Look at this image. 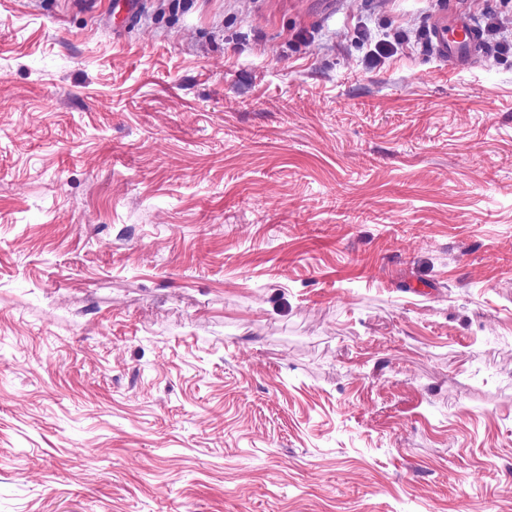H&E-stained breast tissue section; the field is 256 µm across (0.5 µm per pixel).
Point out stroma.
I'll list each match as a JSON object with an SVG mask.
<instances>
[{
    "mask_svg": "<svg viewBox=\"0 0 512 512\" xmlns=\"http://www.w3.org/2000/svg\"><path fill=\"white\" fill-rule=\"evenodd\" d=\"M111 2L0 0V512H512V0ZM430 47L434 55L452 68L471 65L482 50V29L469 17L445 12L429 25Z\"/></svg>",
    "mask_w": 512,
    "mask_h": 512,
    "instance_id": "obj_1",
    "label": "stroma"
}]
</instances>
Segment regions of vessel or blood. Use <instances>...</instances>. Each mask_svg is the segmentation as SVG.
Listing matches in <instances>:
<instances>
[{
    "label": "vessel or blood",
    "mask_w": 512,
    "mask_h": 512,
    "mask_svg": "<svg viewBox=\"0 0 512 512\" xmlns=\"http://www.w3.org/2000/svg\"><path fill=\"white\" fill-rule=\"evenodd\" d=\"M434 55L452 68L471 65L482 50V29L469 17L455 13L434 17L429 25Z\"/></svg>",
    "instance_id": "b4317fda"
}]
</instances>
